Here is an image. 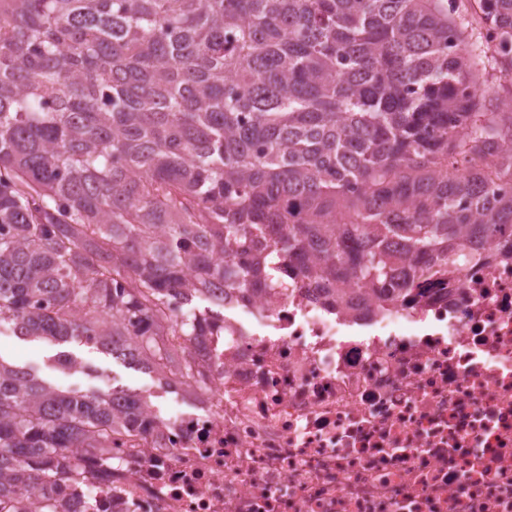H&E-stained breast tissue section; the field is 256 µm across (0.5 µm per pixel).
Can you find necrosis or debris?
<instances>
[{
    "label": "necrosis or debris",
    "mask_w": 512,
    "mask_h": 512,
    "mask_svg": "<svg viewBox=\"0 0 512 512\" xmlns=\"http://www.w3.org/2000/svg\"><path fill=\"white\" fill-rule=\"evenodd\" d=\"M333 308L299 259L187 343L167 414L64 451L30 512H512V256Z\"/></svg>",
    "instance_id": "necrosis-or-debris-1"
}]
</instances>
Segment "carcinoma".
I'll return each mask as SVG.
<instances>
[{"instance_id":"1","label":"carcinoma","mask_w":512,"mask_h":512,"mask_svg":"<svg viewBox=\"0 0 512 512\" xmlns=\"http://www.w3.org/2000/svg\"><path fill=\"white\" fill-rule=\"evenodd\" d=\"M474 2L509 76L512 0ZM476 67L448 0H0V325L169 388L215 282L448 276L512 227V100ZM151 404L0 359V504Z\"/></svg>"}]
</instances>
